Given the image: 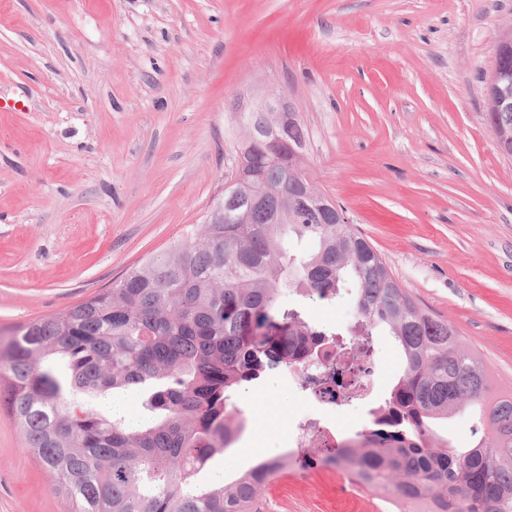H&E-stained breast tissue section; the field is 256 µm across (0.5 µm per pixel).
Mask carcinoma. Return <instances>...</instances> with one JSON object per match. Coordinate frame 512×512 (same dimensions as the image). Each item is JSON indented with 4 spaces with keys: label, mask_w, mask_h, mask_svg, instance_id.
I'll list each match as a JSON object with an SVG mask.
<instances>
[{
    "label": "carcinoma",
    "mask_w": 512,
    "mask_h": 512,
    "mask_svg": "<svg viewBox=\"0 0 512 512\" xmlns=\"http://www.w3.org/2000/svg\"><path fill=\"white\" fill-rule=\"evenodd\" d=\"M276 127L278 157L254 134L268 112H240L241 155L257 178L227 189L232 224H194L144 257L112 287L0 342V409L23 449L55 476L75 512H256L259 491L294 467L286 453L232 482L194 484L244 428L232 398L274 370L309 363L336 333L282 306L290 289L332 300L350 279V339L382 326L404 370L370 430L330 461L376 491L394 512H512V391H500L455 327L424 312L377 250L348 224L301 206L306 137L297 113ZM512 136V112L488 111ZM307 237L313 250L289 251ZM148 389L156 419L131 428L92 409L109 390ZM478 409L470 448L441 439L435 421Z\"/></svg>",
    "instance_id": "1"
}]
</instances>
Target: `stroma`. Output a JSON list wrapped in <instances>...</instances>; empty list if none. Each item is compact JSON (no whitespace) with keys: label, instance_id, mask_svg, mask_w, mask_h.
<instances>
[{"label":"stroma","instance_id":"obj_1","mask_svg":"<svg viewBox=\"0 0 512 512\" xmlns=\"http://www.w3.org/2000/svg\"><path fill=\"white\" fill-rule=\"evenodd\" d=\"M512 0H0V338L110 288L201 223L221 191L234 109L279 94L305 162L425 312L451 321L512 390V157L485 76ZM285 304L343 333L350 290ZM375 399L401 373L376 334ZM259 396L310 410L272 373ZM253 463L290 448L248 409ZM0 412V512H73ZM267 512H388L321 465L288 470Z\"/></svg>","mask_w":512,"mask_h":512}]
</instances>
